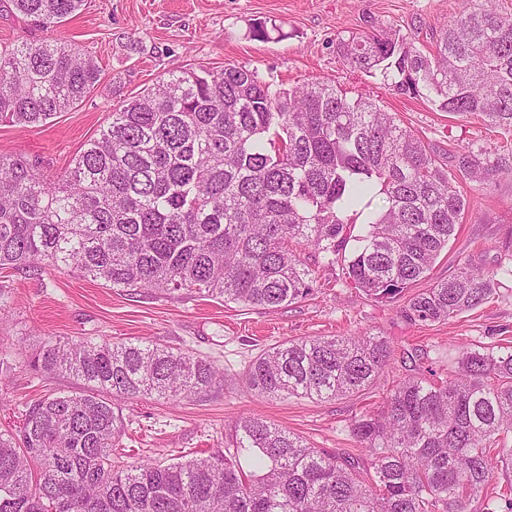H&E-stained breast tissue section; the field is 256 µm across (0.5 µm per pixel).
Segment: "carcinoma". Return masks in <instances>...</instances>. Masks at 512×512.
<instances>
[{"label":"carcinoma","mask_w":512,"mask_h":512,"mask_svg":"<svg viewBox=\"0 0 512 512\" xmlns=\"http://www.w3.org/2000/svg\"><path fill=\"white\" fill-rule=\"evenodd\" d=\"M37 27H57L85 0H10ZM433 52L399 31L339 38L354 69L442 111L512 127V16L470 0ZM100 80L91 55L62 40L0 49V123L37 127L82 102ZM512 175L486 151L455 171L394 114L325 81L283 88L245 67L173 71L113 110L73 166L49 177L0 155V269L67 268L111 288L186 290L222 303L278 309L309 296L312 249L342 255L349 283L404 299L412 322L469 312L495 291L494 271L469 265L424 280L467 207L456 173ZM384 205L351 235L347 211L366 193ZM356 245L346 253L350 239ZM387 336L289 340L254 358L242 390L332 400L382 387ZM20 360L0 347V379ZM33 367L83 387L30 405L0 433V512H512V486L488 490L512 463V347H459L446 378L392 380L384 405L350 424L355 460L312 448L256 415H241L224 453L161 465L112 466L118 403L177 400L226 381L203 357L138 342L57 340Z\"/></svg>","instance_id":"cac0c4a2"}]
</instances>
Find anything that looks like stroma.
Returning <instances> with one entry per match:
<instances>
[{
    "mask_svg": "<svg viewBox=\"0 0 512 512\" xmlns=\"http://www.w3.org/2000/svg\"><path fill=\"white\" fill-rule=\"evenodd\" d=\"M462 7L463 0H86L79 14L46 30L15 13L10 0H0V46L61 39L90 52L101 67L91 93L49 123L0 124V155H20L38 162L45 175H61L113 109L191 64L213 70L243 66L287 88L331 82L348 97H368L395 113L446 163L468 148L503 155L512 152V128H492L480 116L461 118L426 98L396 94L353 70L336 50L338 38L396 29L412 47L432 51ZM260 22L270 29L268 39L250 35ZM459 189L470 205L430 278L439 281L469 265L496 271L498 284L478 308L441 323H411L402 300L368 298L346 283L338 263L320 265L311 295L278 309L223 304L186 291L109 288L67 269L0 272L10 306L0 341L24 362L0 382V429L12 427L44 396L81 389V381L68 375L27 366L52 338L151 341L217 361L231 375L276 344L315 336L380 333L392 339L396 353L426 350L442 376L453 368L459 346L512 345V177L467 179ZM385 395L378 389L325 401L279 399L246 394L227 383L177 402L134 398L121 405L118 453L125 465L146 457L166 464L181 455L218 454L232 421L248 412L309 446L355 456L359 450L349 424L382 407Z\"/></svg>",
    "mask_w": 512,
    "mask_h": 512,
    "instance_id": "1",
    "label": "stroma"
}]
</instances>
